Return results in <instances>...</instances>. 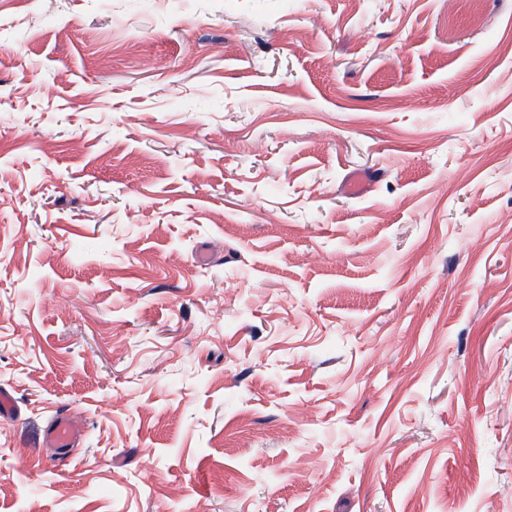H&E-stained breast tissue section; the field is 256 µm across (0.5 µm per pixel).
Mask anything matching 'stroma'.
I'll return each mask as SVG.
<instances>
[{
	"mask_svg": "<svg viewBox=\"0 0 512 512\" xmlns=\"http://www.w3.org/2000/svg\"><path fill=\"white\" fill-rule=\"evenodd\" d=\"M0 388V512H512V0H0ZM83 429L70 417L59 414L50 423L45 432L47 448H72L79 443Z\"/></svg>",
	"mask_w": 512,
	"mask_h": 512,
	"instance_id": "35a3bbf8",
	"label": "stroma"
}]
</instances>
